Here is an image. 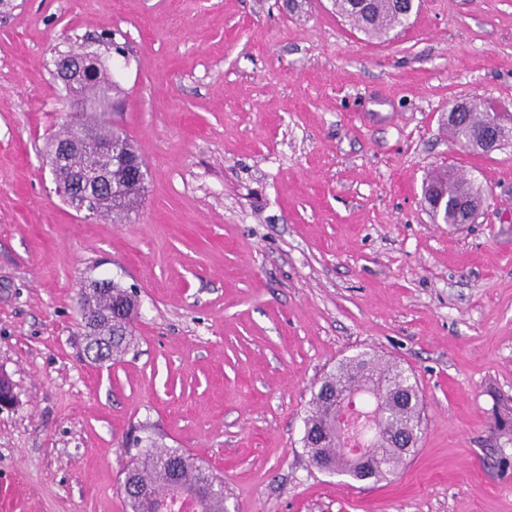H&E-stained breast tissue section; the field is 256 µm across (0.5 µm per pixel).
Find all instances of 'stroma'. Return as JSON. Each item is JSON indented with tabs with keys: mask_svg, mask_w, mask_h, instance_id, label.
<instances>
[{
	"mask_svg": "<svg viewBox=\"0 0 512 512\" xmlns=\"http://www.w3.org/2000/svg\"><path fill=\"white\" fill-rule=\"evenodd\" d=\"M0 10V483L10 512H130L131 435L186 450L228 512H512V143L449 142L452 103L512 113V0H421L368 39L330 0H15ZM110 33L147 165L130 223L76 213L47 145L70 121L55 51ZM482 183L434 223L430 171ZM140 302L135 346L87 360L79 291ZM397 363L422 432L389 480L317 469L321 378Z\"/></svg>",
	"mask_w": 512,
	"mask_h": 512,
	"instance_id": "35a3bbf8",
	"label": "stroma"
}]
</instances>
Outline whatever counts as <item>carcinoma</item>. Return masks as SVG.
Instances as JSON below:
<instances>
[{
  "label": "carcinoma",
  "mask_w": 512,
  "mask_h": 512,
  "mask_svg": "<svg viewBox=\"0 0 512 512\" xmlns=\"http://www.w3.org/2000/svg\"><path fill=\"white\" fill-rule=\"evenodd\" d=\"M355 5L354 0H333L336 14L371 38L386 39L391 32L405 27L410 19L407 0H365L364 7L358 10ZM83 89L87 90L92 106L85 113L84 124L66 127L65 138L77 140L84 134V128L97 126V117L107 111L111 100L118 98L117 84L100 58L91 67ZM491 111L492 104L487 101L469 103L465 120L449 126L454 142L460 143L466 133L484 123ZM105 135L112 137V158H100L95 164L101 168L112 166V188L101 187L95 191V215L109 217L114 224H123L141 204V193L126 184V168L123 166V159L136 154L137 150L120 129H109ZM87 168L86 155L76 152L57 166L53 175L57 181L74 184L82 181L89 185L91 181L85 178ZM427 182L448 192L450 197L466 195L477 204L485 196L483 186L476 180L447 169L438 170V174L430 176ZM81 303L94 304L100 314L95 325L85 323L87 335L112 338L108 346L109 356L115 360L124 355L133 341V322L138 310L134 293L112 281L109 288L93 294L81 291ZM357 379L376 388L377 402L383 406L384 422L388 426L405 429L409 435L422 426L421 399L410 376L396 365L363 353L357 362L347 359L339 363L336 371L327 374L312 393L303 448L319 468L346 472L357 482L386 481L402 460V455L387 440L376 443L380 459L370 467L353 462L344 446L331 435L323 447H316V439L328 431L336 392ZM122 475L121 488L131 512H171L175 501L191 503L192 512H225L222 480L212 469L198 463L180 448L162 447L152 441L139 449L136 461L126 466Z\"/></svg>",
  "instance_id": "carcinoma-1"
}]
</instances>
